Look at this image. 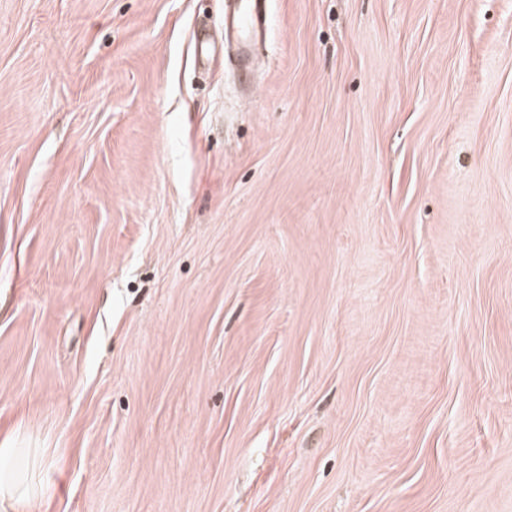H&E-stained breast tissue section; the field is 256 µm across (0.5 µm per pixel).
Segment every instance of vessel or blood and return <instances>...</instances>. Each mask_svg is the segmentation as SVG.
<instances>
[{
    "label": "vessel or blood",
    "mask_w": 512,
    "mask_h": 512,
    "mask_svg": "<svg viewBox=\"0 0 512 512\" xmlns=\"http://www.w3.org/2000/svg\"><path fill=\"white\" fill-rule=\"evenodd\" d=\"M267 24L265 0H225L224 38L216 40L200 30L195 36L196 54L206 59L217 51L220 42L235 44L241 72H248L258 42Z\"/></svg>",
    "instance_id": "1"
}]
</instances>
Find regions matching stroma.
<instances>
[{
	"label": "stroma",
	"instance_id": "obj_1",
	"mask_svg": "<svg viewBox=\"0 0 512 512\" xmlns=\"http://www.w3.org/2000/svg\"><path fill=\"white\" fill-rule=\"evenodd\" d=\"M0 0V442L42 512H512V0ZM265 0H226L224 41L235 44L241 76L249 81L251 64L258 42L264 35L267 17Z\"/></svg>",
	"mask_w": 512,
	"mask_h": 512
}]
</instances>
